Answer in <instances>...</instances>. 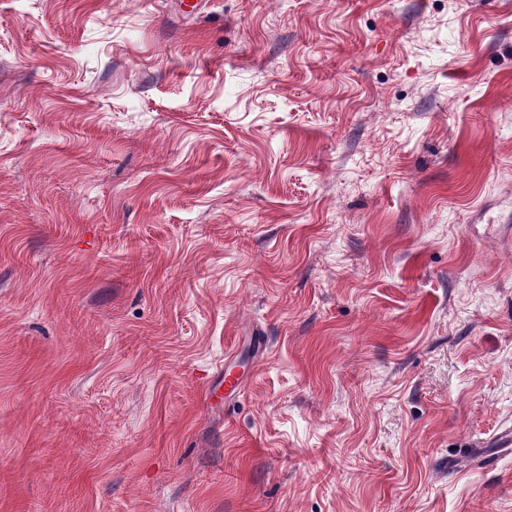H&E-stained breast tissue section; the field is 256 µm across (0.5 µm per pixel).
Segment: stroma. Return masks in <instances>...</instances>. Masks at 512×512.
I'll use <instances>...</instances> for the list:
<instances>
[{
    "instance_id": "obj_1",
    "label": "stroma",
    "mask_w": 512,
    "mask_h": 512,
    "mask_svg": "<svg viewBox=\"0 0 512 512\" xmlns=\"http://www.w3.org/2000/svg\"><path fill=\"white\" fill-rule=\"evenodd\" d=\"M508 428L512 0H0V512H512Z\"/></svg>"
}]
</instances>
